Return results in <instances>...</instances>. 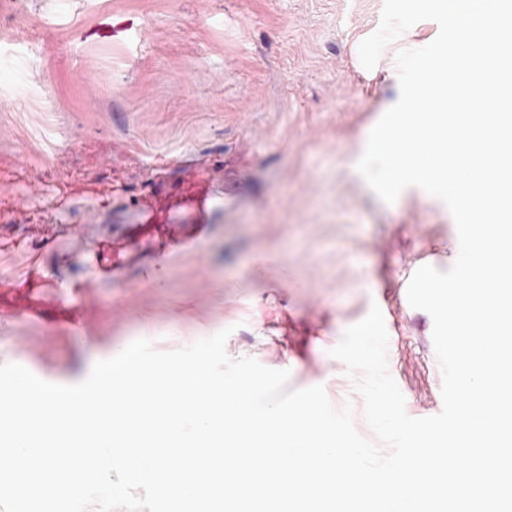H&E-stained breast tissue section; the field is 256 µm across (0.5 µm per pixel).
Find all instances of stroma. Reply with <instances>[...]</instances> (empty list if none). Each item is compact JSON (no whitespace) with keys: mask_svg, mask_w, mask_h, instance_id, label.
Listing matches in <instances>:
<instances>
[{"mask_svg":"<svg viewBox=\"0 0 512 512\" xmlns=\"http://www.w3.org/2000/svg\"><path fill=\"white\" fill-rule=\"evenodd\" d=\"M383 0H0V364L64 380L86 345L171 351L229 330L230 357L292 390L363 400L329 351L372 305L409 416L442 409L418 268L452 261L421 188L385 203L355 163L400 95L358 47ZM208 247V262L194 252Z\"/></svg>","mask_w":512,"mask_h":512,"instance_id":"1","label":"stroma"}]
</instances>
